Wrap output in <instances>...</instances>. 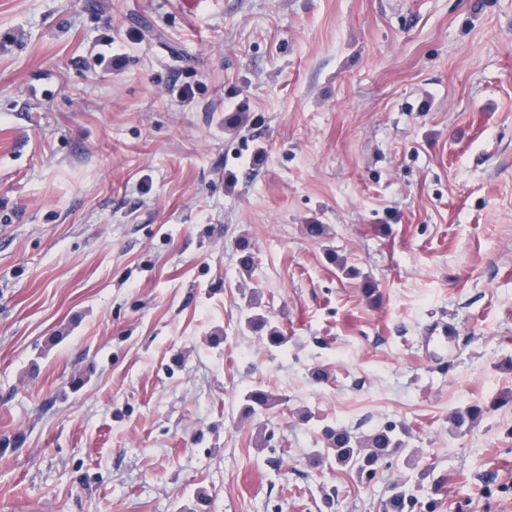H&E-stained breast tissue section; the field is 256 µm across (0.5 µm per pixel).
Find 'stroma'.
<instances>
[{
    "label": "stroma",
    "instance_id": "stroma-1",
    "mask_svg": "<svg viewBox=\"0 0 512 512\" xmlns=\"http://www.w3.org/2000/svg\"><path fill=\"white\" fill-rule=\"evenodd\" d=\"M2 442L0 512H512V0H0ZM254 308L249 304L245 309L243 315L245 326L253 332L261 333L269 347L281 348L286 342L283 331L268 316L254 312ZM282 399L268 390L252 386L243 391L238 398V410L242 419H251ZM405 426L387 421L374 427L363 440L350 431L325 426L322 428L323 448L314 451V461L320 463L331 458L336 466L353 472L356 477L371 482L381 465L390 457L404 451ZM368 448L362 452L360 445ZM420 492V484L411 486L405 482L391 486L386 512H434L433 499L424 501Z\"/></svg>",
    "mask_w": 512,
    "mask_h": 512
}]
</instances>
